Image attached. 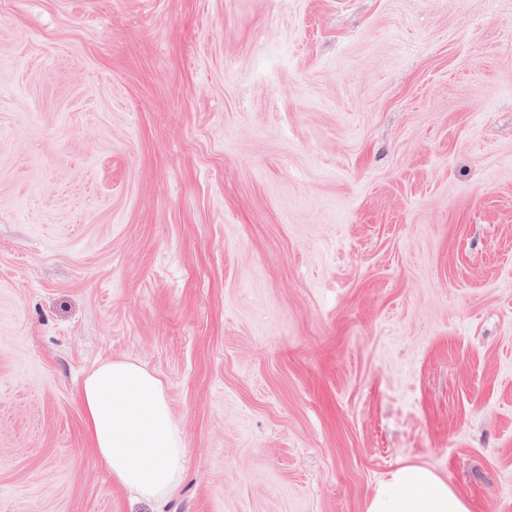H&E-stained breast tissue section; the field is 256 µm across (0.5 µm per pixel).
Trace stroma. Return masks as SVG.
<instances>
[{
    "instance_id": "35a3bbf8",
    "label": "stroma",
    "mask_w": 512,
    "mask_h": 512,
    "mask_svg": "<svg viewBox=\"0 0 512 512\" xmlns=\"http://www.w3.org/2000/svg\"><path fill=\"white\" fill-rule=\"evenodd\" d=\"M131 360L184 451L117 483ZM512 512V0H0V512ZM79 395L112 478L141 498L172 496L183 451L161 381L133 362H108L84 378ZM366 512H468V508L433 471L410 465L398 469L370 498Z\"/></svg>"
}]
</instances>
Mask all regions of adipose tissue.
<instances>
[{
    "label": "adipose tissue",
    "instance_id": "ef3b65f1",
    "mask_svg": "<svg viewBox=\"0 0 512 512\" xmlns=\"http://www.w3.org/2000/svg\"><path fill=\"white\" fill-rule=\"evenodd\" d=\"M79 395L93 446L112 478L145 499L172 496L183 451L161 381L135 363L108 362L84 378ZM366 512L468 508L433 471L410 465L370 498Z\"/></svg>",
    "mask_w": 512,
    "mask_h": 512
}]
</instances>
